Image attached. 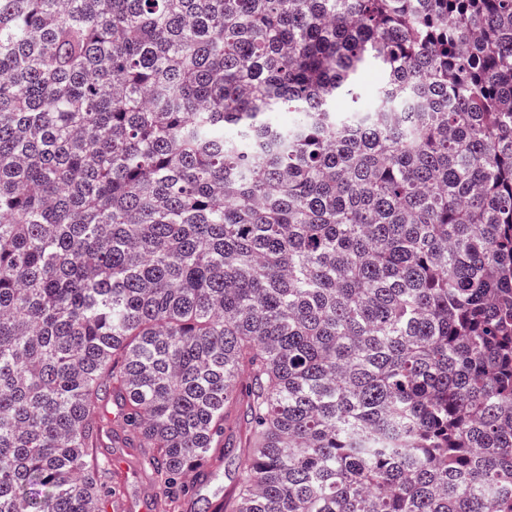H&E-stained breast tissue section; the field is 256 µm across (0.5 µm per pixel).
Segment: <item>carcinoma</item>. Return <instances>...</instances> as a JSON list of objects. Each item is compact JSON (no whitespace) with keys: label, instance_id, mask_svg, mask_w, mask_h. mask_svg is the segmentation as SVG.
Masks as SVG:
<instances>
[{"label":"carcinoma","instance_id":"obj_1","mask_svg":"<svg viewBox=\"0 0 512 512\" xmlns=\"http://www.w3.org/2000/svg\"><path fill=\"white\" fill-rule=\"evenodd\" d=\"M116 438L163 512H512V0H0V512ZM220 471L223 473V476L221 475ZM190 474L191 472H189L186 476L184 474V484L190 487H192L191 483L193 484L197 493V498H209L210 501L211 497L217 498L215 503L218 508H220V506L222 508L224 492L227 493L232 490L239 480V474L237 470L235 471L233 467L228 468L226 466L225 468L224 463L221 464L220 470L217 467H203L194 471L191 477ZM189 477L191 479V483Z\"/></svg>","mask_w":512,"mask_h":512}]
</instances>
